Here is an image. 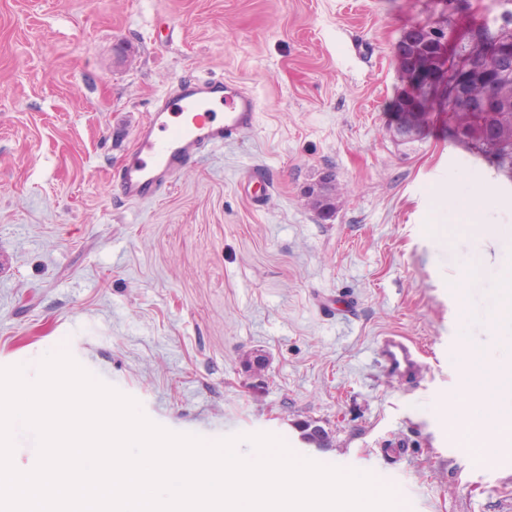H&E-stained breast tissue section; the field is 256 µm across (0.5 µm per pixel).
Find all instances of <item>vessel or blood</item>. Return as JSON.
<instances>
[{
    "instance_id": "1",
    "label": "vessel or blood",
    "mask_w": 512,
    "mask_h": 512,
    "mask_svg": "<svg viewBox=\"0 0 512 512\" xmlns=\"http://www.w3.org/2000/svg\"><path fill=\"white\" fill-rule=\"evenodd\" d=\"M256 98L238 82L188 77L158 97L135 135L133 150L111 173L120 197L142 203L165 193L175 175L213 148L236 141L257 121ZM373 358L380 375L421 376L419 348L403 336L380 337Z\"/></svg>"
}]
</instances>
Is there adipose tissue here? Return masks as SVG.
<instances>
[{
    "mask_svg": "<svg viewBox=\"0 0 512 512\" xmlns=\"http://www.w3.org/2000/svg\"><path fill=\"white\" fill-rule=\"evenodd\" d=\"M460 361L464 383L455 430L482 454L495 445L511 446L512 345L491 364L484 350L466 344Z\"/></svg>",
    "mask_w": 512,
    "mask_h": 512,
    "instance_id": "obj_1",
    "label": "adipose tissue"
}]
</instances>
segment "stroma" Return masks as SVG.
I'll use <instances>...</instances> for the list:
<instances>
[{
    "instance_id": "1",
    "label": "stroma",
    "mask_w": 512,
    "mask_h": 512,
    "mask_svg": "<svg viewBox=\"0 0 512 512\" xmlns=\"http://www.w3.org/2000/svg\"><path fill=\"white\" fill-rule=\"evenodd\" d=\"M505 0H0V367L64 351L152 422L215 442L274 435L371 474L401 512H500L512 447L478 459L452 432L461 344L486 325L497 243L443 190L484 187L477 223L512 225V180L448 136L394 133L398 40L504 24ZM235 80L255 127L146 203L109 173L178 78ZM336 176L323 217L305 192ZM250 190H243L244 177ZM270 190L264 208L249 191ZM482 288L455 287L471 263ZM418 345L420 381L374 370L378 338ZM263 356L265 368L245 359ZM322 427L325 447L302 424Z\"/></svg>"
}]
</instances>
